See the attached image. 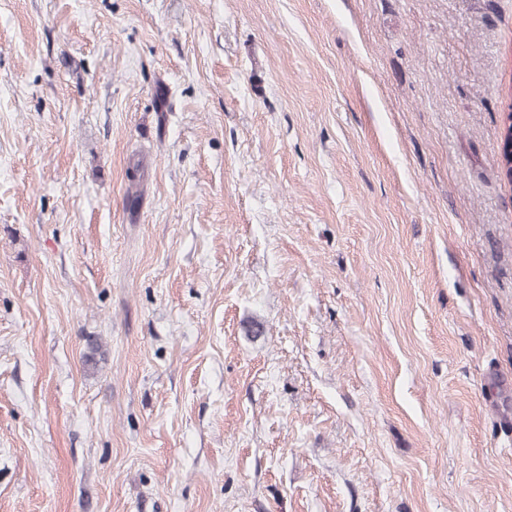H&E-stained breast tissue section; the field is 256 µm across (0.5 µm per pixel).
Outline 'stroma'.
I'll return each mask as SVG.
<instances>
[{
    "instance_id": "1",
    "label": "stroma",
    "mask_w": 512,
    "mask_h": 512,
    "mask_svg": "<svg viewBox=\"0 0 512 512\" xmlns=\"http://www.w3.org/2000/svg\"><path fill=\"white\" fill-rule=\"evenodd\" d=\"M512 0H0V512H512ZM511 109L509 112L505 113L506 121L505 125L502 129L500 144H499V152H498V161L500 165V169L502 174L507 179L509 183L510 178L512 177V113Z\"/></svg>"
}]
</instances>
